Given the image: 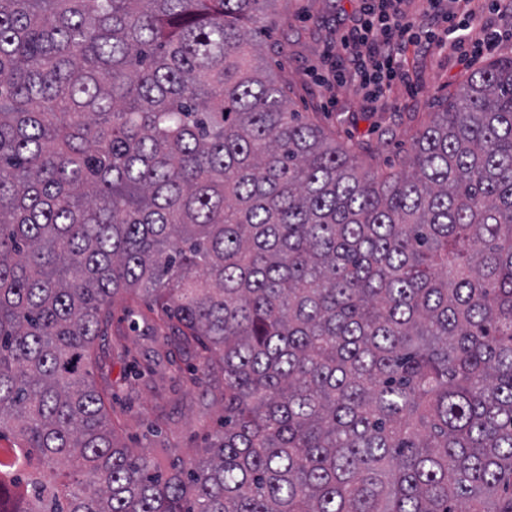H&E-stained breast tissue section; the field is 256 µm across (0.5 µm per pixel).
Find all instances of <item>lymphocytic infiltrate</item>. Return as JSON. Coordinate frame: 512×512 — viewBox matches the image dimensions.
I'll list each match as a JSON object with an SVG mask.
<instances>
[{"mask_svg": "<svg viewBox=\"0 0 512 512\" xmlns=\"http://www.w3.org/2000/svg\"><path fill=\"white\" fill-rule=\"evenodd\" d=\"M401 0H364L353 24L340 35L347 64L336 69L335 81L353 79L371 94H379L394 82L404 80L400 67L401 50L406 45L435 46L451 55L476 58L494 50L498 43L512 41V32L503 33L483 21L480 11L464 9L462 0H429L432 9L422 20L408 18L400 9ZM483 37L471 41L474 30Z\"/></svg>", "mask_w": 512, "mask_h": 512, "instance_id": "obj_1", "label": "lymphocytic infiltrate"}]
</instances>
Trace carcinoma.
<instances>
[{
    "instance_id": "1",
    "label": "carcinoma",
    "mask_w": 512,
    "mask_h": 512,
    "mask_svg": "<svg viewBox=\"0 0 512 512\" xmlns=\"http://www.w3.org/2000/svg\"><path fill=\"white\" fill-rule=\"evenodd\" d=\"M276 0H0V512H512V55L377 180L263 63ZM224 375L164 465L117 300Z\"/></svg>"
}]
</instances>
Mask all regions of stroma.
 I'll return each mask as SVG.
<instances>
[{
  "instance_id": "obj_1",
  "label": "stroma",
  "mask_w": 512,
  "mask_h": 512,
  "mask_svg": "<svg viewBox=\"0 0 512 512\" xmlns=\"http://www.w3.org/2000/svg\"><path fill=\"white\" fill-rule=\"evenodd\" d=\"M358 7L359 0H279L265 58L287 86L293 108L337 139L364 143L362 162L377 174L410 153L430 113L455 93L471 70L439 50L424 53L411 46L404 55L408 83L395 84L380 101L367 100L351 83L329 90L319 87L312 72L345 61L335 37ZM154 323V314L144 308L135 327L113 323L109 335L96 341L107 365L95 371L94 378L98 385L109 384L117 391L112 406L121 440L165 460L207 446L222 419L216 400L220 379L210 376L192 383L187 369L196 365V358L166 355L154 336ZM132 357L149 368L137 380L124 374Z\"/></svg>"
}]
</instances>
